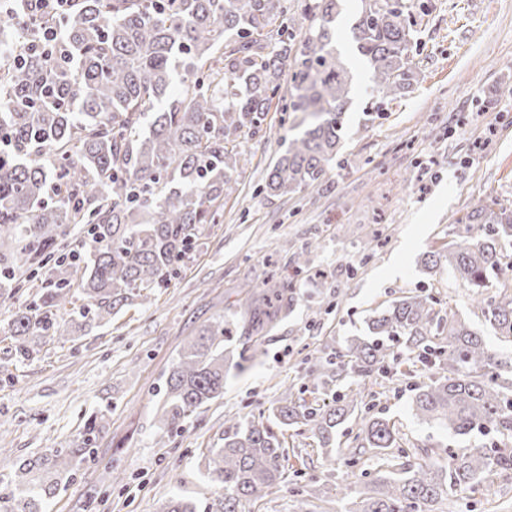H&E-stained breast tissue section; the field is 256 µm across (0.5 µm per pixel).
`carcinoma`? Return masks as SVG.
Instances as JSON below:
<instances>
[{
    "label": "carcinoma",
    "mask_w": 512,
    "mask_h": 512,
    "mask_svg": "<svg viewBox=\"0 0 512 512\" xmlns=\"http://www.w3.org/2000/svg\"><path fill=\"white\" fill-rule=\"evenodd\" d=\"M74 0L47 25L64 33L68 61L40 55L0 68V275L14 288H39L17 311L16 352L30 336H61L59 313L74 287L86 303L72 322L87 332L148 291L162 288L193 248L202 224L216 223L237 191L247 162L240 138L263 129L283 78L284 112L304 124L266 180L271 196L322 184L342 138L353 75L336 51L341 0ZM302 34L295 42L296 34ZM352 39L382 101L404 95L418 79L403 12L386 0H361ZM424 265L446 269L474 292L472 302L498 339L512 344V206L475 208ZM499 284L493 294L485 290ZM287 288L246 301L240 318L204 326L165 381L160 423L178 432L197 409L224 395L229 358L224 341L261 336L288 317ZM368 335L342 352L316 358L314 389L348 381L330 401L309 403L286 388L269 414L224 432L205 468L214 487L211 512H239L243 500L278 493L287 483L285 449L273 425H297L318 448L336 447V426L356 428L355 449L385 456L398 447L395 423L362 412L363 393L378 377L400 373L414 358L415 417L454 435L492 433L502 447L448 450L447 467L425 455L400 463L395 476L364 483L343 512H437L450 494L466 497L491 476L512 470V355L489 347L453 308L442 315L428 294L403 296L375 313ZM403 339L404 353L387 340ZM73 468L69 456L25 462L12 482L18 512H44Z\"/></svg>",
    "instance_id": "cac0c4a2"
}]
</instances>
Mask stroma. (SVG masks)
Here are the masks:
<instances>
[{
    "label": "stroma",
    "mask_w": 512,
    "mask_h": 512,
    "mask_svg": "<svg viewBox=\"0 0 512 512\" xmlns=\"http://www.w3.org/2000/svg\"><path fill=\"white\" fill-rule=\"evenodd\" d=\"M413 25L409 57L419 76L404 97L380 102L357 59L350 28L360 0H344L336 48L352 62L355 95L342 147L322 186L267 196L268 166L298 115L269 112L259 135L241 146L249 162L220 223L201 228L198 245L148 304L124 307L88 335L39 340L16 358L10 321L35 291L0 296V512H15L11 483L25 460L75 449L89 419L104 428L88 459H75L46 512H162L171 498L209 512L214 489L202 455L224 445L230 419L259 414L286 386L301 387L317 356L343 350L367 333L366 321L411 291L454 308L485 342L493 329L472 309L470 292L447 271L428 272L426 252L448 243L467 211L512 202V0H402ZM312 247L313 270L294 283L288 318L262 339L259 363L231 372L222 398L192 414L181 430L158 427L162 390L184 346L206 324L231 317L247 292L274 287L295 253ZM415 376L383 382L367 399L395 421L407 453L447 464L452 448L487 446L481 434L451 436L410 409ZM348 425L337 447L318 448L306 433L284 432L287 468L317 493L318 512H341ZM496 495L443 500L441 512H512V470L494 476Z\"/></svg>",
    "instance_id": "35a3bbf8"
}]
</instances>
